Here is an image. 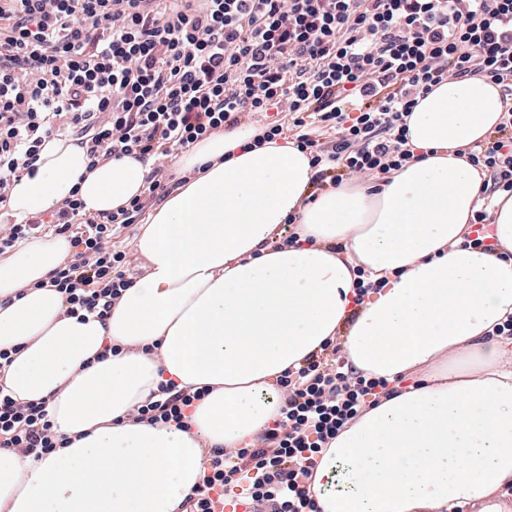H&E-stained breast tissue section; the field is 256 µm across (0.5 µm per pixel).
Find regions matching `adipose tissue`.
<instances>
[{
  "instance_id": "obj_1",
  "label": "adipose tissue",
  "mask_w": 512,
  "mask_h": 512,
  "mask_svg": "<svg viewBox=\"0 0 512 512\" xmlns=\"http://www.w3.org/2000/svg\"><path fill=\"white\" fill-rule=\"evenodd\" d=\"M503 112L499 86L449 78L408 119L417 160L389 180L310 197L291 141L253 146L242 125L180 156L191 178L151 212L133 248L147 262L106 321L78 320L50 272L70 237L29 239L0 259V349L12 398L46 402L69 445L40 460L0 448V512H183L212 449L232 452L279 415L276 381L329 341L353 369L419 384L380 395L321 455L320 512H512V197H498L497 249L466 245L481 174L459 149ZM82 147L48 142L13 190L15 218L78 190L109 213L143 189L134 157L88 169ZM296 215L297 243L281 242ZM387 279L353 310L359 274ZM118 354H109V346ZM208 388L189 428L135 420L160 384Z\"/></svg>"
}]
</instances>
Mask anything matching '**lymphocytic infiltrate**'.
I'll return each mask as SVG.
<instances>
[{"instance_id": "lymphocytic-infiltrate-1", "label": "lymphocytic infiltrate", "mask_w": 512, "mask_h": 512, "mask_svg": "<svg viewBox=\"0 0 512 512\" xmlns=\"http://www.w3.org/2000/svg\"><path fill=\"white\" fill-rule=\"evenodd\" d=\"M447 78L489 81L507 99L487 142L462 152L484 176L470 240L481 248L488 200L512 196V0H0V207L63 135L89 168L127 155L148 168L116 211L89 215L73 193L1 224L0 255L39 235L71 237L77 251L49 284L69 314L106 320L137 264L112 239L183 185L169 167L180 151L246 120L258 146L291 133L315 190L368 181L414 160L407 119ZM316 124L333 138L314 139ZM338 351L325 344L281 375L279 418L256 443L212 450L185 512H216L215 497L231 494L246 512H319L311 485L323 448L388 386ZM160 390L137 420L183 423L208 393ZM66 445L45 403L0 388V448L37 459Z\"/></svg>"}]
</instances>
